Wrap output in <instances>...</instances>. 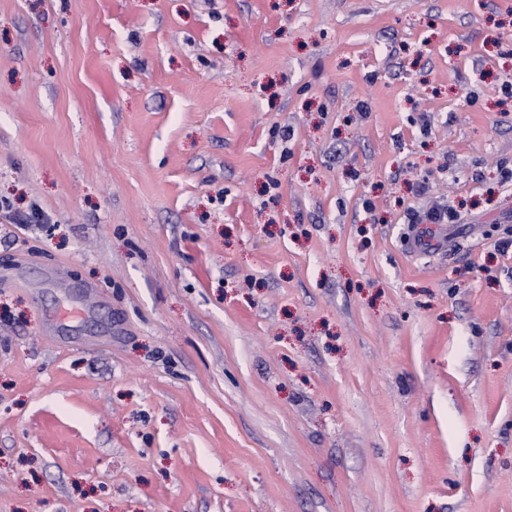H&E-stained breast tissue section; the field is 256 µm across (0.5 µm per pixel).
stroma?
Returning <instances> with one entry per match:
<instances>
[{
    "mask_svg": "<svg viewBox=\"0 0 512 512\" xmlns=\"http://www.w3.org/2000/svg\"><path fill=\"white\" fill-rule=\"evenodd\" d=\"M506 81L512 0H0V512H512ZM0 220L8 224H17L25 227L28 224H50L52 217L37 206L31 207L28 211L21 212L15 208L7 198H0ZM406 218L408 219V224L423 225L426 222L429 224H455L459 221V214L455 210L443 208L428 212L423 216L417 212L408 213ZM445 238L446 234L437 232L436 229L412 226L407 238V247L411 253H417L427 249L436 250L444 246Z\"/></svg>",
    "mask_w": 512,
    "mask_h": 512,
    "instance_id": "stroma-1",
    "label": "stroma"
}]
</instances>
